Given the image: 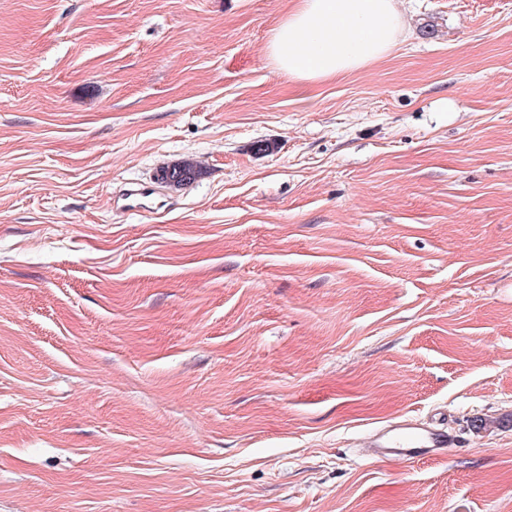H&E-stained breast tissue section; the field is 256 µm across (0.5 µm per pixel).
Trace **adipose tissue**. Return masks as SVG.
I'll use <instances>...</instances> for the list:
<instances>
[{
	"label": "adipose tissue",
	"mask_w": 512,
	"mask_h": 512,
	"mask_svg": "<svg viewBox=\"0 0 512 512\" xmlns=\"http://www.w3.org/2000/svg\"><path fill=\"white\" fill-rule=\"evenodd\" d=\"M401 32L396 0H297L272 30L267 53L279 72L308 82L373 64Z\"/></svg>",
	"instance_id": "obj_1"
}]
</instances>
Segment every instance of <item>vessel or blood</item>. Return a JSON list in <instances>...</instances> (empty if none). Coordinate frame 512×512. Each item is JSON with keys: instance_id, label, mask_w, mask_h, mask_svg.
I'll list each match as a JSON object with an SVG mask.
<instances>
[{"instance_id": "1", "label": "vessel or blood", "mask_w": 512, "mask_h": 512, "mask_svg": "<svg viewBox=\"0 0 512 512\" xmlns=\"http://www.w3.org/2000/svg\"><path fill=\"white\" fill-rule=\"evenodd\" d=\"M457 445V435L435 419L404 418L374 429L365 448L371 459L392 463L443 457Z\"/></svg>"}]
</instances>
